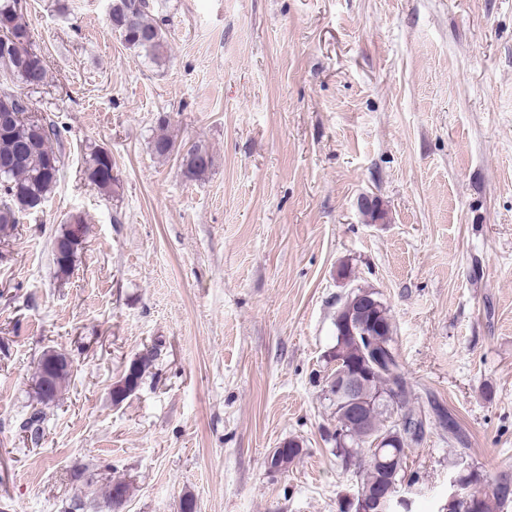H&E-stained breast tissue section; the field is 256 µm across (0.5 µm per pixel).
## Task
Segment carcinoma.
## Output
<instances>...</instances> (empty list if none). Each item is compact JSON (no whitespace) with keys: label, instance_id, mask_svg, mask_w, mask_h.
I'll use <instances>...</instances> for the list:
<instances>
[{"label":"carcinoma","instance_id":"carcinoma-1","mask_svg":"<svg viewBox=\"0 0 512 512\" xmlns=\"http://www.w3.org/2000/svg\"><path fill=\"white\" fill-rule=\"evenodd\" d=\"M133 0H112L108 21L117 30L124 43L139 49L155 60L161 59L166 46L162 28L149 16V11H131ZM22 11L19 0H0V38L33 40L29 24H24L20 33L4 27V22ZM17 78L21 84L32 83L42 87L48 80V64L40 54L3 57L0 55V71ZM31 103H14L12 112L15 118L8 126L0 123V234L7 236L14 225L19 223L23 213L38 209L49 198L64 165L62 127L50 118L36 120L28 116ZM176 148L175 139L167 128L160 127L153 137L151 149L158 158L169 157ZM207 159L198 163L181 165L184 178L190 181L201 179L213 166V155L208 145H203ZM86 178L104 191L112 190L115 182L112 176V154L99 145H91L84 159ZM86 227L85 217L74 214L69 217L64 228L51 241V254L57 274L70 273L82 247L84 236H76L73 227ZM378 320L387 328L388 335L380 337L379 344L371 351L372 360L378 363L375 371L364 379L362 390L370 397L388 394L396 399V410L391 411V402L363 409L362 423L346 422L342 407L330 403L336 422L334 431L327 434L326 442L331 444L330 452L337 462L355 454L357 456L371 451V444L379 435L386 433L401 420L413 427L419 426V432H406V448L419 446L430 426H435L449 442L464 446L466 435L451 412L445 409L435 398H423L408 382L399 355L391 354L395 349L394 327L388 306L379 311ZM366 345L363 337L336 336L335 347L353 358L359 355L360 346ZM159 356L155 346L148 348L131 360L120 381L112 387V404L118 406L131 396L142 384L146 374L154 366ZM59 361L50 366L51 388L44 390L42 371H36L33 393L38 404L47 406L59 399L70 376V359L63 353L58 354ZM42 411L33 412L25 421L23 428L29 434L30 441L39 443L43 435ZM351 474L356 488L363 493L381 490L388 496L402 494L403 486L416 484L417 476L411 471H382L370 461L358 463L353 468L342 467ZM459 483L475 488L476 497L466 510L459 509L455 503H448L447 512H503L512 504V474L501 473L490 489H477L483 476L475 468L464 469L456 474ZM129 495V485L116 479L105 491L112 508H120Z\"/></svg>","mask_w":512,"mask_h":512}]
</instances>
